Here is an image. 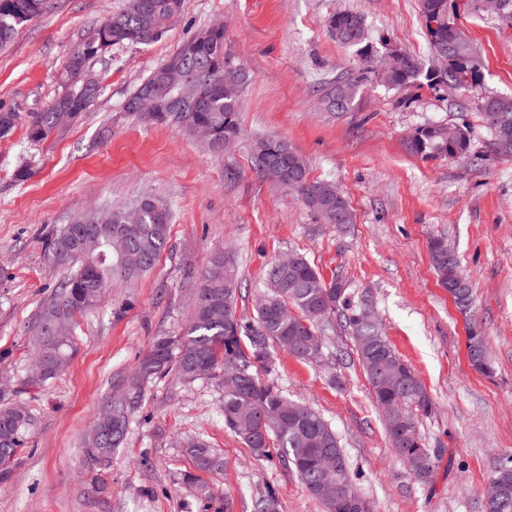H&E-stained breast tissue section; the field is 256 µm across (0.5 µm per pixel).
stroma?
I'll list each match as a JSON object with an SVG mask.
<instances>
[{"mask_svg":"<svg viewBox=\"0 0 512 512\" xmlns=\"http://www.w3.org/2000/svg\"><path fill=\"white\" fill-rule=\"evenodd\" d=\"M126 0H58L18 29L0 50V110L36 112L61 90L58 77L81 33ZM457 22L481 53L478 86L387 88L377 58L397 51L432 66L420 0H184L181 14L152 44L112 51L93 64L102 90L82 120L41 142L25 125L0 138V393L34 417L12 477L0 483V512H253L272 491L277 512H325L298 476L257 456L224 426L216 382L168 375L149 383L100 489L81 465V438L100 407L122 390L153 340L181 334L213 252L234 253L241 283L237 311L254 316L266 270L299 252L324 278L342 272L355 292L371 291L392 348L433 402L418 430L438 456L431 483L410 477L386 438L353 343L328 334L321 357L300 361L272 348L273 379L289 398L318 410L336 430L357 489L372 512H485L483 489L512 454V157L481 164L424 160L405 148L419 127L467 124L475 151L488 131L477 104L512 97V19L454 0ZM362 15L375 61L341 45L332 15ZM224 26V50L250 71L241 93L243 138L215 155L173 123L154 124L125 103L152 69L196 29ZM361 79L348 112L329 111L327 89ZM275 135L307 161L310 176L335 186L355 222L324 224L294 191L258 175L251 141ZM30 175L17 181L15 170ZM234 178H227V171ZM150 195L172 212L166 250L138 278L115 281L103 303L77 317V350L43 389L25 382L30 338L42 304L64 278L45 246L75 215ZM441 238L471 281L475 307L464 316L438 284L428 244ZM487 338L493 373L468 362L467 328ZM203 436L224 468L203 474L201 495L185 480L192 464L176 441Z\"/></svg>","mask_w":512,"mask_h":512,"instance_id":"stroma-1","label":"stroma"}]
</instances>
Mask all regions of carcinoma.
<instances>
[{
    "instance_id": "cac0c4a2",
    "label": "carcinoma",
    "mask_w": 512,
    "mask_h": 512,
    "mask_svg": "<svg viewBox=\"0 0 512 512\" xmlns=\"http://www.w3.org/2000/svg\"><path fill=\"white\" fill-rule=\"evenodd\" d=\"M42 0H0V21L12 25L0 29V48L7 45L19 27L43 16ZM181 11L182 0H127L126 5L88 28L70 50L60 76L62 91L38 112L7 110L0 112V136L10 134L19 121H24L28 138L41 142L60 131L56 110L65 105L85 112L97 96H79L80 87L70 85L82 66L102 58L119 46L147 45L157 41L166 29L168 8ZM422 14L431 46H453L439 82L459 88L476 85L480 80L482 60L477 48L457 25L450 12L449 0H422ZM329 28L336 40L360 54L372 52L367 41L364 18L344 11L332 16ZM168 71L167 85L176 92L199 102L192 112L162 111L161 104L148 102L144 108L143 90L161 81ZM431 77L421 61L405 55L401 66L380 73L390 88L416 83L420 77ZM224 80V30L202 27L184 40L178 49L154 69L136 87L130 100L131 112L152 123L174 122L188 133L198 127L210 130L214 137L211 151L231 149L242 137L238 122L241 92L250 80L246 71L239 73L236 85L221 89ZM361 88L360 81L337 82L325 94L327 100L343 101L342 111L352 110ZM482 112L490 139L486 148L494 155H512V145L500 152L497 130L502 121L512 124V98L492 95L481 99ZM409 152L424 160L468 158L472 152L469 128H457L448 138L445 128L434 123L423 125L407 139ZM257 172L265 174L267 162L279 161L286 172L279 185L296 192L327 224L347 226L354 215L343 196L322 195L325 182L309 177V168L288 141L275 136L260 137L251 146ZM140 212L136 223H126L129 207L92 209L79 216L75 224H66L47 239L49 262L69 271L59 282L43 307L39 320L42 330L35 334V359L27 372V384L39 388L54 379L76 351L71 323L75 316L93 310L105 297L112 280H132L148 271L165 251L171 212L153 197L136 203ZM89 233L100 247L85 260L77 255L76 241ZM444 242L433 240L429 249L440 285L448 289L462 313L474 309L473 291L459 269L456 255L442 251ZM211 264L224 269L219 278L204 277L194 294L192 317L180 335L158 336L142 357L127 388L112 401L116 417L98 415L85 433L81 448L87 470L100 473L110 468L112 455L124 443L131 406L140 398L144 385L173 371L185 383L215 379L224 392V425L245 446L264 457H276L295 471L308 492L321 500L328 512H371L367 501L357 494L353 483L330 497L322 492L324 477L338 472L352 479L351 464L341 448L336 432L312 407L286 397L272 379L263 380L256 368L266 374L274 371L270 346L275 345L302 361H312L318 354L310 350L311 336L333 330L332 316L354 340L357 357L362 364L377 405L392 408L385 414V431L398 457L407 461L409 472L421 483L433 479L437 456L426 448L417 427L416 413L428 414L433 403L411 367L396 354L374 314H363L366 294H355L341 274L325 279L305 256L295 253L272 264L266 272L265 288L254 299L255 317L251 323L235 317L236 299L241 284L232 269L231 258L222 252L214 254ZM66 319L56 328L58 318ZM468 335V357L477 370L489 373L491 366L481 358L486 336L472 325ZM34 425L30 412L16 413L12 404H0V481L7 480L27 443ZM195 471L218 473L223 461L204 437L180 442ZM491 477L499 479L508 493L486 502V512H512V455L502 458Z\"/></svg>"
}]
</instances>
